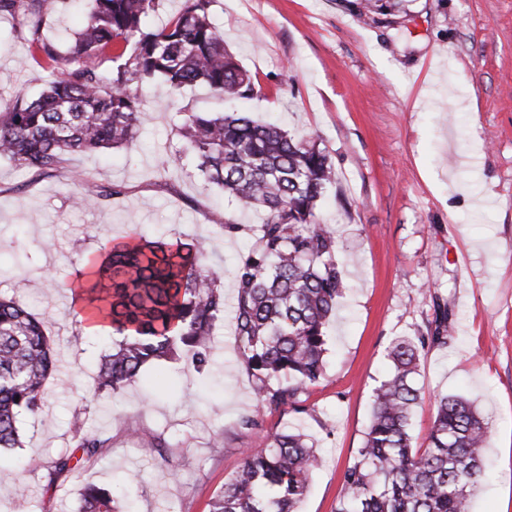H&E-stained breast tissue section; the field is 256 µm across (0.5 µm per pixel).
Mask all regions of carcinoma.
I'll return each mask as SVG.
<instances>
[{
    "label": "carcinoma",
    "mask_w": 512,
    "mask_h": 512,
    "mask_svg": "<svg viewBox=\"0 0 512 512\" xmlns=\"http://www.w3.org/2000/svg\"><path fill=\"white\" fill-rule=\"evenodd\" d=\"M65 0H0L6 22L35 59L64 64L35 96L19 92L0 106V157L49 175L69 155L116 148L136 137L145 112L132 86L159 77L174 92L202 83L222 100L261 91L257 76L224 47L212 18L215 0H184L160 26L149 18L160 0H89L81 28L66 49L43 33L46 18ZM412 0H342L344 8L384 23L408 14ZM111 52L112 69L93 60ZM177 134L206 182L243 208L260 209L257 229L224 215L226 237L255 235L233 270L235 336L239 360L251 377L257 414L287 407L304 410L310 387L324 375L328 324L347 288L331 225L316 209L336 187L333 163L313 134L295 136L240 113L184 112ZM122 187L86 184L79 204L119 196ZM69 285L80 302L79 324L111 333L101 357L99 389L120 393L160 359L186 358L202 371L210 363L209 340L224 319V270L208 262L198 242L149 240L134 230L103 245ZM434 319L426 332L394 338L387 348L389 376L374 389L362 446L342 474L336 512H469L470 496L484 469L488 422L475 401L438 397L428 448L413 447L411 418L421 402L415 385L422 352L448 344L453 311L431 294ZM49 320L0 296V450L22 445L20 419L44 405V389L56 369ZM145 448L165 447L161 437L140 433ZM76 448L92 456L107 440L74 424ZM74 454L33 459L29 466L53 484L75 469ZM319 459L300 432H281L270 444L244 453L236 477L224 485L210 512H298ZM76 512H116L111 489L89 483Z\"/></svg>",
    "instance_id": "carcinoma-1"
}]
</instances>
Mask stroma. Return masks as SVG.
Wrapping results in <instances>:
<instances>
[{
  "instance_id": "stroma-1",
  "label": "stroma",
  "mask_w": 512,
  "mask_h": 512,
  "mask_svg": "<svg viewBox=\"0 0 512 512\" xmlns=\"http://www.w3.org/2000/svg\"><path fill=\"white\" fill-rule=\"evenodd\" d=\"M213 20L263 86L234 109L316 134L336 171L317 216L335 230L349 287L328 329L326 374L304 413L241 426L256 399L238 358L231 271L249 241L218 226L228 213L252 225L262 215L238 212L191 159L157 172L181 156L180 113L221 112L224 103L202 84L177 94L159 80L140 84L146 116L131 144L71 155L41 177L0 159V294L47 316L56 348L42 411L24 419L22 447L0 453V466L18 479L0 485V512H14L19 486L27 512H74L88 482L115 488L132 512H209L245 449L294 429L321 458L301 512H335L341 473L362 445L373 390L388 370V344L431 320L433 291L451 304L454 330L447 346L422 356L415 445H427L437 395L475 400L489 423L488 466L471 512H512V0H413L409 18L394 26L340 0H216ZM27 56L0 27V104L50 79L48 65ZM71 171L123 193L75 204ZM134 227L155 240L205 241L226 270L224 320L208 371L162 360L110 396L96 382L109 339L75 323L68 285L86 258ZM22 277L26 288L15 290ZM124 413L138 414L165 447H140ZM78 418L108 443L48 485L26 462L73 449Z\"/></svg>"
}]
</instances>
